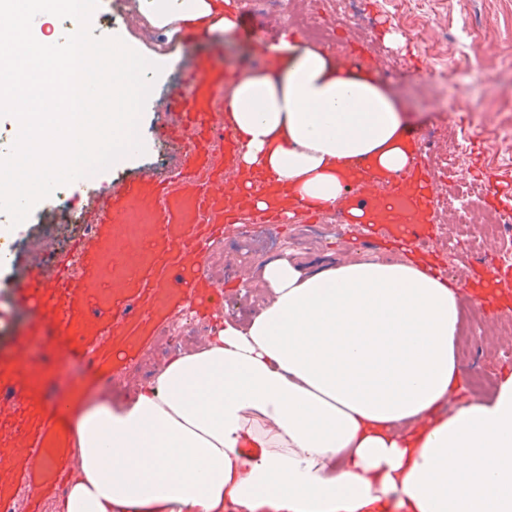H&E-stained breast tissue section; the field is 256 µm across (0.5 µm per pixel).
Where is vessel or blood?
<instances>
[{"mask_svg": "<svg viewBox=\"0 0 512 512\" xmlns=\"http://www.w3.org/2000/svg\"><path fill=\"white\" fill-rule=\"evenodd\" d=\"M231 77L202 61L164 102L177 116L167 142L179 154L175 174L137 172L88 206V231L52 272L34 271L17 291L42 320L49 341L65 344L102 375L134 361L151 336L187 307L222 308L224 287L205 272V246L238 231L290 223L304 211L262 171L242 173L229 113L220 108ZM439 202L435 176L421 167L400 177L373 159L344 171L338 211L351 232L379 231L397 246L421 243ZM61 397L0 358V512L26 495L30 512L56 494L73 460Z\"/></svg>", "mask_w": 512, "mask_h": 512, "instance_id": "1", "label": "vessel or blood"}]
</instances>
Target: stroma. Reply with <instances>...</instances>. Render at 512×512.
I'll return each instance as SVG.
<instances>
[{
	"label": "stroma",
	"mask_w": 512,
	"mask_h": 512,
	"mask_svg": "<svg viewBox=\"0 0 512 512\" xmlns=\"http://www.w3.org/2000/svg\"><path fill=\"white\" fill-rule=\"evenodd\" d=\"M363 0H353L352 8L360 16V25L336 18L337 0H311L327 37L321 46L339 60H346L352 47L367 46L384 72L383 85L404 107L408 128L423 136L417 160L439 173L444 193H451L461 181L478 182L482 173L512 172V0H373V15L363 12ZM115 34L150 60L163 64L140 119L139 132L144 153L130 156L113 171L102 173L101 187H116L137 170L151 165L161 145L157 131L167 117L159 110L160 92H173L183 67L205 57L233 71L240 65L266 68L267 49L291 33L303 41L312 36L305 24L286 28L261 22L256 33L229 34L209 32L170 40L167 49L157 44L138 42L132 24L116 26ZM448 68L450 76L441 83L430 78L429 70ZM461 146L464 158L460 169L448 167V150ZM476 234L492 238V248L483 257H475L464 244L449 248L455 234L453 216L436 209L431 234L424 243L409 248L391 249L383 243L357 246L347 257L357 260L369 253L384 254L396 261L409 257L438 260L448 277H463L477 268L484 275L498 274L502 256H512V236L498 235L492 222L495 215L484 200H477ZM64 213L41 201L16 232L0 235L8 261L0 264V354L15 355L36 376L50 381L57 393L73 391L96 400L107 396L121 403L134 397L173 356L202 345L215 330V322H198L192 311H184L163 326L146 343L139 358L126 369L100 376L93 373L66 347L36 338L34 327L40 319L16 301L15 290L31 268L36 253L35 241L48 239L66 247L75 233L65 224ZM288 249L302 263L315 267L335 256V234L312 236L305 224H297ZM280 249L235 252L225 241L210 245L203 256L208 275L227 288L223 315L247 318L264 304L254 290L238 287L240 271L254 273ZM461 327L457 344L465 345L458 361L463 369L467 392H477V375L498 377L512 368V359L502 358L503 349L512 348V299L476 298L472 289L460 291Z\"/></svg>",
	"instance_id": "stroma-1"
}]
</instances>
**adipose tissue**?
<instances>
[{"instance_id": "obj_1", "label": "adipose tissue", "mask_w": 512, "mask_h": 512, "mask_svg": "<svg viewBox=\"0 0 512 512\" xmlns=\"http://www.w3.org/2000/svg\"><path fill=\"white\" fill-rule=\"evenodd\" d=\"M156 26L233 31L222 0H142ZM225 109L242 166L334 209L364 156L406 166L382 83L293 38ZM266 306L225 319L131 401L72 406L78 470L62 512H512V373L460 400V285L415 261L263 268ZM454 411H446L451 399Z\"/></svg>"}]
</instances>
